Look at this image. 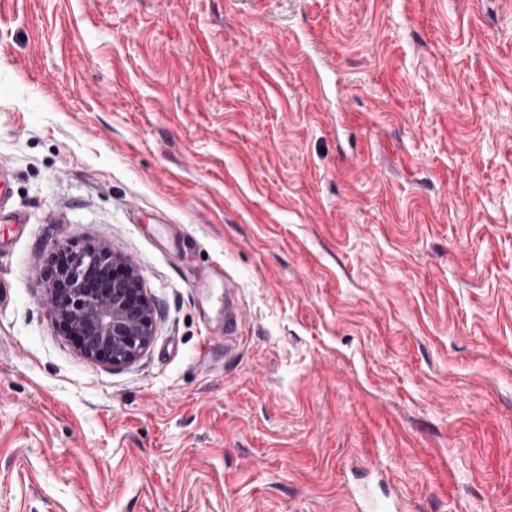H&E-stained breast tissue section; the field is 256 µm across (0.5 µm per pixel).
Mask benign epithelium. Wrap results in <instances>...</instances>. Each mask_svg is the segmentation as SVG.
Returning <instances> with one entry per match:
<instances>
[{
	"instance_id": "obj_1",
	"label": "benign epithelium",
	"mask_w": 512,
	"mask_h": 512,
	"mask_svg": "<svg viewBox=\"0 0 512 512\" xmlns=\"http://www.w3.org/2000/svg\"><path fill=\"white\" fill-rule=\"evenodd\" d=\"M50 279L47 306L88 359L121 367L152 344L156 308L131 261L66 240L57 244Z\"/></svg>"
}]
</instances>
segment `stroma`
I'll use <instances>...</instances> for the list:
<instances>
[{
  "mask_svg": "<svg viewBox=\"0 0 512 512\" xmlns=\"http://www.w3.org/2000/svg\"><path fill=\"white\" fill-rule=\"evenodd\" d=\"M0 164V512H512V0H0ZM65 239L137 361L56 327ZM11 190V172L4 165L0 166V222L3 219L4 224H12L14 237H21L27 229L26 220L18 214L5 213V200L8 199ZM54 257L46 303L60 330L90 360L112 367L136 361L156 323L139 268L105 247L72 240L58 243Z\"/></svg>",
  "mask_w": 512,
  "mask_h": 512,
  "instance_id": "stroma-1",
  "label": "stroma"
}]
</instances>
